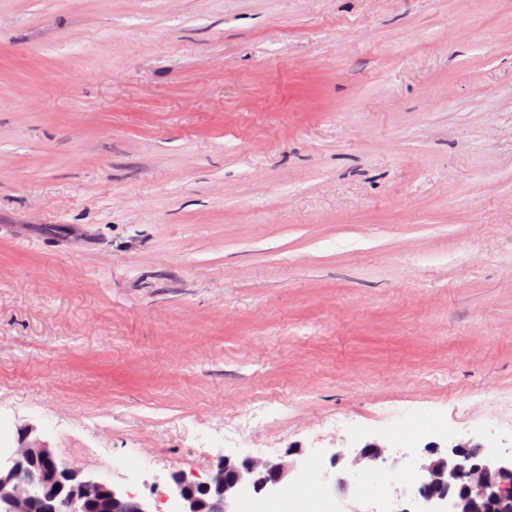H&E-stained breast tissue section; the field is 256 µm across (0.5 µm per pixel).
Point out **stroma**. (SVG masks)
<instances>
[{"instance_id":"35a3bbf8","label":"stroma","mask_w":512,"mask_h":512,"mask_svg":"<svg viewBox=\"0 0 512 512\" xmlns=\"http://www.w3.org/2000/svg\"><path fill=\"white\" fill-rule=\"evenodd\" d=\"M28 431L155 512L291 450L297 497L401 512L427 444L511 450L512 0H0Z\"/></svg>"}]
</instances>
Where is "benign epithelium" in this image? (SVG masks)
<instances>
[{
	"mask_svg": "<svg viewBox=\"0 0 512 512\" xmlns=\"http://www.w3.org/2000/svg\"><path fill=\"white\" fill-rule=\"evenodd\" d=\"M468 447L460 443L443 451L430 444L431 459L418 468L415 498L401 512H512V453L468 463ZM359 458L376 464L384 460V447L367 443ZM288 473L281 460L243 456L224 459L206 481L178 472L169 485L176 512H236L241 490L261 499L275 497ZM101 500L109 512H154L148 499L58 461L43 443L24 442L0 452V512H81Z\"/></svg>",
	"mask_w": 512,
	"mask_h": 512,
	"instance_id": "benign-epithelium-1",
	"label": "benign epithelium"
}]
</instances>
